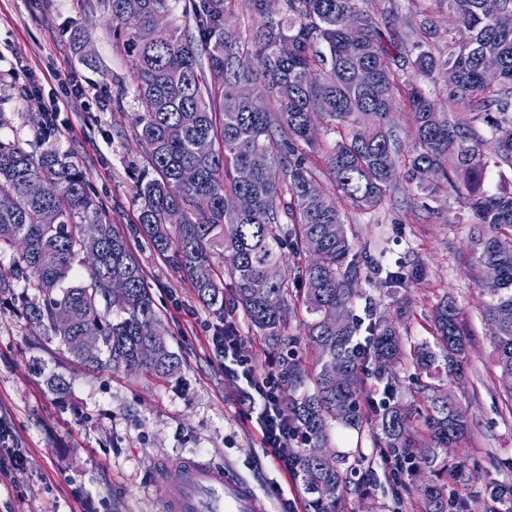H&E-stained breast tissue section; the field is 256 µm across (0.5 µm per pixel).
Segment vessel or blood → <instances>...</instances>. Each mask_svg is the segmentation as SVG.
<instances>
[{"label": "vessel or blood", "instance_id": "1", "mask_svg": "<svg viewBox=\"0 0 512 512\" xmlns=\"http://www.w3.org/2000/svg\"><path fill=\"white\" fill-rule=\"evenodd\" d=\"M180 481L162 512H267L264 500L231 470L194 458L180 460Z\"/></svg>", "mask_w": 512, "mask_h": 512}]
</instances>
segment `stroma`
Listing matches in <instances>:
<instances>
[{
	"label": "stroma",
	"mask_w": 512,
	"mask_h": 512,
	"mask_svg": "<svg viewBox=\"0 0 512 512\" xmlns=\"http://www.w3.org/2000/svg\"><path fill=\"white\" fill-rule=\"evenodd\" d=\"M362 6L401 49L419 39L427 20L434 44L445 48L458 21L446 0H363ZM80 28L90 34L86 58L72 40ZM127 70L121 41L87 0H0V137L29 140L41 114L64 96L54 111L52 147L86 173L91 195L126 237L179 362L177 374L161 381L124 369L92 371L26 320L20 289L1 291L0 446L14 449L20 464L10 479H0V512H159L179 479L174 463L185 457L232 469L266 497L270 512H287V499L308 495L263 453L241 413L242 382L225 373L212 343L219 316L140 231L138 185L149 165L135 135L138 103ZM336 206L369 260L415 271L410 287L397 290L386 287L383 276L361 272V286L379 313L398 318V301H410L412 316L398 318L404 337H430V311L442 298L460 309L469 348L464 375L452 389L470 430L449 459L465 476L448 481V512H512L511 499L491 496L493 487L512 484V398L502 391L491 358L476 229L462 197L430 198L400 179L376 210H358L341 198ZM302 318L297 308L287 317L285 333L297 340L293 351L271 352L242 313L232 314L243 338L241 355L261 373L278 370L288 354L306 357ZM54 373L69 381V396L48 388ZM373 435L370 428L341 430L331 444L346 453L362 450L377 476L371 496L379 512H420L418 490L428 474L405 475L413 491L395 496ZM159 469L166 477H156Z\"/></svg>",
	"instance_id": "35a3bbf8"
}]
</instances>
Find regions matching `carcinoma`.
<instances>
[{
	"label": "carcinoma",
	"mask_w": 512,
	"mask_h": 512,
	"mask_svg": "<svg viewBox=\"0 0 512 512\" xmlns=\"http://www.w3.org/2000/svg\"><path fill=\"white\" fill-rule=\"evenodd\" d=\"M229 2L185 0L193 27L186 33L155 26L170 0H97L123 30L140 108L136 137L153 171L139 187L141 229L200 299L218 314L241 309L272 351L288 341L292 294L290 279L270 271L281 269L283 244L291 247L294 280L303 286L302 339L315 354V370L291 359L279 375L290 391L289 423L301 438L295 476L312 495L314 512H336L347 494L368 499L376 475L364 467L363 453L330 448L333 427L359 431L367 424L378 447L433 476L421 488V512H448V449L468 433L467 413L450 387L468 347L460 311L440 300L431 316L433 342L420 344L405 341L395 323L377 314L358 288L363 255L354 252L336 201L305 153L315 147L310 124L317 116L335 129L365 128L362 139L341 136L323 166L352 207L378 208L397 180L393 108L404 93L413 116L407 181L430 197L445 187L462 195L470 223L482 227L479 262L496 273L481 281L482 314L494 326L500 387L512 399V250L498 246L499 238L512 237V194L485 188L489 158L512 168V0H468L448 30L447 50L419 41L403 53L389 47L362 0H248L249 35L226 25ZM346 18L360 29L356 42L341 27ZM284 39L293 46L285 57L278 53ZM490 72L499 74L497 83L486 82ZM259 98L268 105L255 108ZM54 134V118L45 113L27 146L0 139V256L12 254L0 270V291L39 294L42 301L25 305L27 319L87 366L166 378L178 362L142 267L87 191L84 173L46 146ZM199 140L210 143L205 155L195 151ZM245 167L252 168L247 184L237 179ZM186 168L195 170L191 182L182 180ZM46 183L55 185L54 194H44ZM241 194L253 198V208L233 213ZM90 246L99 250V265L88 281L64 286ZM229 250L237 264L213 262L216 252ZM88 329L99 336L92 351L81 346ZM404 363L433 379L420 386L428 405L418 439L411 432L415 409L400 393ZM331 365L343 376H333ZM369 368L383 396L373 408L359 401Z\"/></svg>",
	"instance_id": "1"
}]
</instances>
